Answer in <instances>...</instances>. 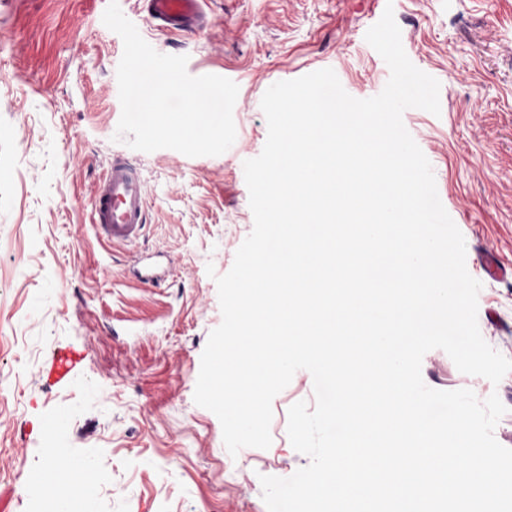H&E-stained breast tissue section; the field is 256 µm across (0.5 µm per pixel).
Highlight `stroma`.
Here are the masks:
<instances>
[{
  "label": "stroma",
  "instance_id": "obj_1",
  "mask_svg": "<svg viewBox=\"0 0 512 512\" xmlns=\"http://www.w3.org/2000/svg\"><path fill=\"white\" fill-rule=\"evenodd\" d=\"M108 0H0V494L9 512H41L43 450L65 449L96 477L83 512H267L261 476L309 464L287 413L314 404L297 371L272 402L269 448L227 451L217 416L195 404L201 355L222 321L216 276L232 267L254 218L243 163L268 127L260 102L279 81L333 69L351 96L379 94L390 71L366 42L393 9L411 62L440 83V114L403 122L429 160L439 199L481 282L478 326L512 358V0H203L208 24L169 34L142 0H119L143 39L187 56L190 75L234 81L236 140L218 156L150 153L114 141L123 41ZM127 159L146 195L135 246L91 222L101 173ZM158 285L137 277L143 265ZM77 365L52 383L58 350ZM436 390L498 395L494 429L512 448V372L499 384L461 373L440 349L422 360Z\"/></svg>",
  "mask_w": 512,
  "mask_h": 512
}]
</instances>
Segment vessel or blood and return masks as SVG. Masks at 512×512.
Masks as SVG:
<instances>
[{
	"mask_svg": "<svg viewBox=\"0 0 512 512\" xmlns=\"http://www.w3.org/2000/svg\"><path fill=\"white\" fill-rule=\"evenodd\" d=\"M149 16L162 27L195 31L204 19L201 0H145ZM92 219L112 242L130 244L146 223L145 191L136 169L125 159H113L104 171L92 205Z\"/></svg>",
	"mask_w": 512,
	"mask_h": 512,
	"instance_id": "b4317fda",
	"label": "vessel or blood"
}]
</instances>
